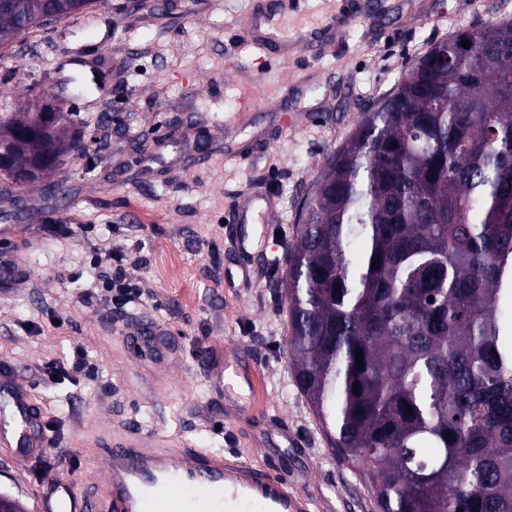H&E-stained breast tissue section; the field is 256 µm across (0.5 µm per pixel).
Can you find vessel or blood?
Masks as SVG:
<instances>
[{
    "mask_svg": "<svg viewBox=\"0 0 512 512\" xmlns=\"http://www.w3.org/2000/svg\"><path fill=\"white\" fill-rule=\"evenodd\" d=\"M363 0H252L243 24L247 43L290 60L306 53L318 56L364 19ZM279 220L276 201L265 194L244 198L229 219L236 229L240 254L256 252L247 228L253 220ZM9 363L0 364V396L8 401L0 416V444L37 448L45 415L26 387L10 381ZM105 487L99 494L78 493L65 478L39 492L37 512H310L311 497L299 491L282 468L268 461H249L234 450L147 448L130 432L113 438L103 451Z\"/></svg>",
    "mask_w": 512,
    "mask_h": 512,
    "instance_id": "vessel-or-blood-1",
    "label": "vessel or blood"
}]
</instances>
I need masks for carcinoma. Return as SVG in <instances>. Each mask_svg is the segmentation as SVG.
I'll return each mask as SVG.
<instances>
[{"label":"carcinoma","mask_w":512,"mask_h":512,"mask_svg":"<svg viewBox=\"0 0 512 512\" xmlns=\"http://www.w3.org/2000/svg\"><path fill=\"white\" fill-rule=\"evenodd\" d=\"M94 5L0 0V45ZM85 124L0 117V191L35 183L30 162L60 172ZM300 218L288 352L331 447L379 512H512V19L432 44L364 109Z\"/></svg>","instance_id":"1"}]
</instances>
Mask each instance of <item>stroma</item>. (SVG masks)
I'll return each mask as SVG.
<instances>
[{"mask_svg":"<svg viewBox=\"0 0 512 512\" xmlns=\"http://www.w3.org/2000/svg\"><path fill=\"white\" fill-rule=\"evenodd\" d=\"M354 24L319 57L278 63L244 40L250 0H110L88 24L64 18L0 49V113L21 101H52L68 88L61 65L91 61L106 96H68L85 120V153L72 159L65 191L40 182L0 195V255L17 273L0 282V360L14 362L33 403L55 424L57 444L26 458L0 445V493L28 512L35 491L66 478L78 491L102 480L100 440L140 431L147 447L231 448L276 458L316 512H378L374 492L330 447L289 367L284 256L301 203L313 196L326 158L355 132L362 109L391 92L434 42L512 18V0H431L445 21L407 13L405 0ZM110 39L98 49L92 32ZM314 72L284 95L282 85ZM266 108L229 125L240 100ZM298 124L280 132L278 107ZM268 191L282 220L255 224L265 252L249 287L228 288L235 260L224 221L239 196ZM125 255L145 286L126 310L108 299L83 306L97 280L95 251ZM168 333L162 359L132 342L140 323ZM86 353L76 377L46 381L48 360ZM242 365L239 408L226 410L215 378ZM95 458L76 470L74 458Z\"/></svg>","mask_w":512,"mask_h":512,"instance_id":"stroma-1","label":"stroma"}]
</instances>
